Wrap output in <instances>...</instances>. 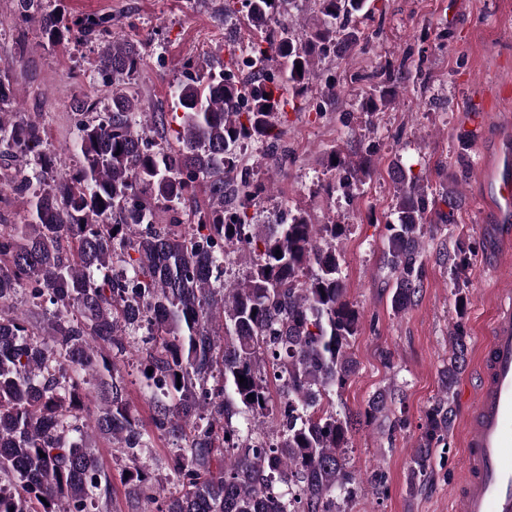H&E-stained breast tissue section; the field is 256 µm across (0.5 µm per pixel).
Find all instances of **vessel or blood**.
<instances>
[{
	"mask_svg": "<svg viewBox=\"0 0 512 512\" xmlns=\"http://www.w3.org/2000/svg\"><path fill=\"white\" fill-rule=\"evenodd\" d=\"M485 183L512 207V177L490 166ZM479 383L463 425L464 468L453 512H512V292H498L495 315L477 362Z\"/></svg>",
	"mask_w": 512,
	"mask_h": 512,
	"instance_id": "b4317fda",
	"label": "vessel or blood"
}]
</instances>
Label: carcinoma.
<instances>
[{"instance_id": "1", "label": "carcinoma", "mask_w": 512, "mask_h": 512, "mask_svg": "<svg viewBox=\"0 0 512 512\" xmlns=\"http://www.w3.org/2000/svg\"><path fill=\"white\" fill-rule=\"evenodd\" d=\"M296 2L241 0L256 34L228 50L224 65L197 66L174 88L183 120L175 145L150 135L165 113L140 107V48L108 41L94 65L112 82L111 105L79 104V162L57 173L44 127L12 119V75L0 71V159L15 162L0 164V189L29 214L26 224H0V512H89L107 480L88 445L94 434L128 458L123 482L145 512H341L337 500L357 497L364 480L345 452L351 421L333 402L357 368L349 347L359 312L336 251L344 225L314 224L298 210L264 232L250 213L262 184L234 150L244 140L277 150L285 93L307 89L315 59L359 42L352 21L369 0H306L321 23L301 36L282 20ZM17 9L51 45L74 30L88 39L108 32L107 18L69 24L43 0H17ZM239 66L250 79H235ZM277 66L283 81L272 74ZM395 183L384 263L401 311L423 279L434 201L410 169H397ZM184 209L193 223H182ZM233 258L245 271L227 280ZM21 294L53 306L38 332L18 311ZM449 345L443 396L411 457L418 484L451 426L450 393L468 354L461 326ZM134 351L155 405L151 432L132 419L114 375ZM104 372L110 381L98 398L86 376ZM402 414L401 398L377 392L368 401L373 421L394 428ZM154 431L177 440L155 466L175 474L178 492L153 485L142 461Z\"/></svg>"}]
</instances>
